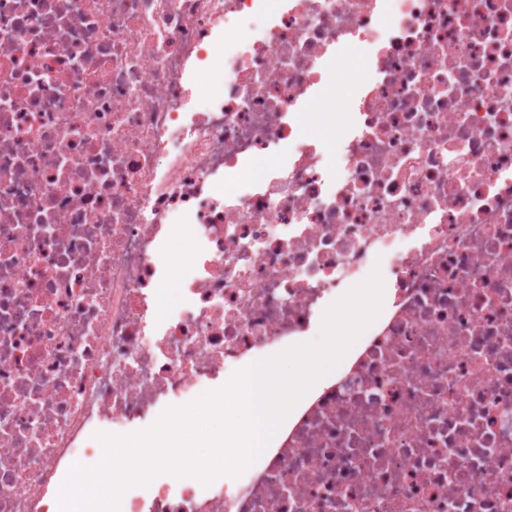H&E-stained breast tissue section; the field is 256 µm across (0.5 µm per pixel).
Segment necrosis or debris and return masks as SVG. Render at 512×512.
<instances>
[{
	"label": "necrosis or debris",
	"mask_w": 512,
	"mask_h": 512,
	"mask_svg": "<svg viewBox=\"0 0 512 512\" xmlns=\"http://www.w3.org/2000/svg\"><path fill=\"white\" fill-rule=\"evenodd\" d=\"M352 45L354 111H311ZM378 263L252 467L125 512H512V0H0V512H59L102 426L304 342ZM322 132V134L318 132ZM308 136L319 143L323 148L327 162L330 166H336V139L337 130L329 126L311 125L307 128ZM189 247V243L185 241L183 238H176L169 244V259H170V278L166 284H170L173 288L171 291V295L165 306L161 309V312H165L168 306L173 303L178 297V288L183 279H185L189 272L188 268L179 262L173 261L174 255H181L184 253ZM177 287V288H176Z\"/></svg>",
	"instance_id": "obj_1"
}]
</instances>
